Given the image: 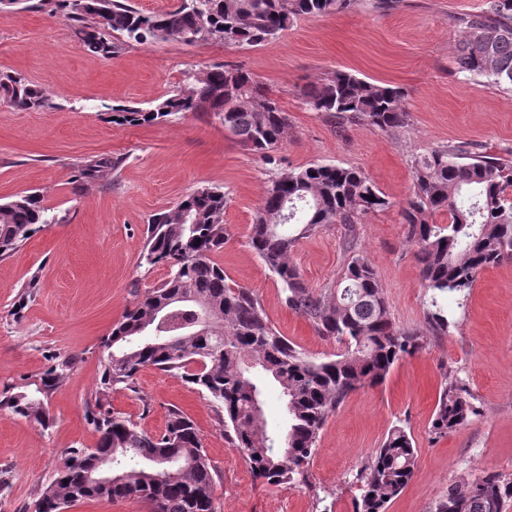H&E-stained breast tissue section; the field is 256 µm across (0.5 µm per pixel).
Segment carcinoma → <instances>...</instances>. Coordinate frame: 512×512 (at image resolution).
<instances>
[{
    "label": "carcinoma",
    "mask_w": 512,
    "mask_h": 512,
    "mask_svg": "<svg viewBox=\"0 0 512 512\" xmlns=\"http://www.w3.org/2000/svg\"><path fill=\"white\" fill-rule=\"evenodd\" d=\"M54 2L87 50L106 59L129 41L148 39L255 47L279 38L302 16L337 14L349 5V0H179L171 9L144 14L128 0ZM462 23L457 71L512 89V0H488ZM188 78L186 86L148 109L112 108L113 120L143 126L201 112L221 120L224 132L242 147L272 161L288 116L267 87L232 66ZM303 96L310 111L336 119L340 128L366 123L388 133L408 123L400 88L347 71L331 73ZM0 98L20 110L52 107L45 90L10 73L0 72ZM124 163L122 155L88 158L74 168L72 182L83 186L103 180ZM413 177L401 216L420 267L427 323L442 336L450 324L448 296H457L463 307L479 273L512 257V161L478 155L464 145L433 148L414 159ZM390 206L365 171L312 164L271 178L255 213L248 245L280 284L285 305L318 336L342 346V352L326 359L306 355L282 336L251 289L226 283L224 267L215 260L228 235L223 190L200 187L154 214L142 260L150 267H168V277L126 310L104 340L115 359L103 366L98 396L85 412L98 433L96 448L69 450L64 468L37 492L34 512H63L102 500L140 501L148 512H215V471L197 426L183 410L169 408L163 431L150 434L106 407L110 393L135 391L145 367L178 374L206 392L222 414L224 437L255 477L270 484L310 485V460L330 415L353 391L382 383L396 362L422 347V336L392 322L377 271L357 247L354 224ZM438 212L448 214V223L430 222ZM58 222L37 193L0 202V260L16 253L37 226ZM327 224L344 225V260L336 281L316 293L291 252L297 240ZM182 295L213 305L205 335L188 333L196 308L179 300ZM247 357L253 366L245 373ZM69 366L66 360L50 366L34 390L17 392L4 405L49 428L43 397L62 383ZM267 380L279 390L281 426L253 420ZM478 413L463 382L446 383L432 412L431 433L443 438ZM417 460L405 426H394L356 470L353 512H387L412 479ZM109 466L112 482H99L97 475ZM511 499L512 478L492 472L448 486L432 512H506Z\"/></svg>",
    "instance_id": "1"
}]
</instances>
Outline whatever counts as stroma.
Here are the masks:
<instances>
[{
    "label": "stroma",
    "mask_w": 512,
    "mask_h": 512,
    "mask_svg": "<svg viewBox=\"0 0 512 512\" xmlns=\"http://www.w3.org/2000/svg\"><path fill=\"white\" fill-rule=\"evenodd\" d=\"M487 0H403L382 12L377 0H351L344 12L298 19L272 42L251 47L156 40L126 44L105 59L88 52L52 6L0 8V72L44 88L53 106L21 111L0 102V200L38 191L58 221L40 228L0 261V512H32L37 492L66 461L67 449L92 447L85 420L113 325L167 267H141L150 216L209 185L228 197V236L217 260L230 286L252 289L276 328L310 357L339 353L289 310L279 283L249 248L254 214L271 176L312 164L365 170L392 206L357 224V241L376 268L396 326L425 344L383 383L357 390L324 426L311 460V487L255 478L208 396L181 378L148 367L135 391L117 390L114 411L149 433L176 406L197 425L216 472V512H352V476L396 423L419 452L415 475L387 512H431L451 484L485 473L512 474V259L482 271L465 308L453 309L447 335H433L414 249L400 209L413 187L412 159L436 146L512 158V91L458 73L459 19ZM219 64L249 71L288 115V135L273 163L244 149L221 123L197 112L145 126L111 122L116 105L147 108L184 86L187 73ZM343 70L401 88L406 127L383 133L365 124L337 128L309 111L303 90ZM125 156L121 170L84 190L71 182L90 157ZM342 225L300 239L292 260L321 290L343 261ZM40 286L28 292L31 275ZM72 367L46 404L53 425L16 416L1 401L33 388L52 364ZM465 383L480 416L441 439L428 426L444 378Z\"/></svg>",
    "instance_id": "obj_1"
}]
</instances>
